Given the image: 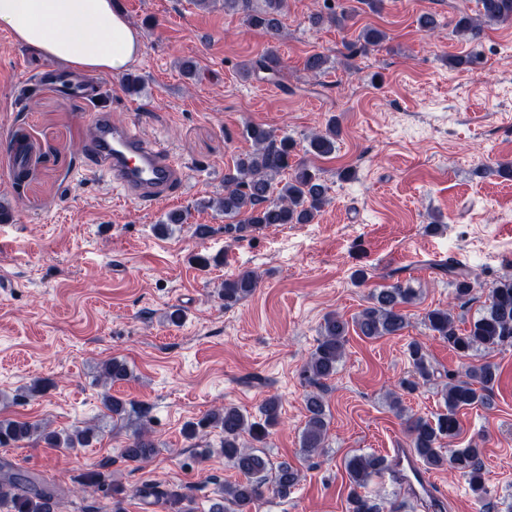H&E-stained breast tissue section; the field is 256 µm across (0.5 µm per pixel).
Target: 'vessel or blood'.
<instances>
[{"label":"vessel or blood","instance_id":"vessel-or-blood-1","mask_svg":"<svg viewBox=\"0 0 512 512\" xmlns=\"http://www.w3.org/2000/svg\"><path fill=\"white\" fill-rule=\"evenodd\" d=\"M77 95L92 108L93 165L105 174L111 186L119 189L124 200L149 207L181 188L182 166L167 148L144 136L135 125L113 119L99 81L87 80Z\"/></svg>","mask_w":512,"mask_h":512}]
</instances>
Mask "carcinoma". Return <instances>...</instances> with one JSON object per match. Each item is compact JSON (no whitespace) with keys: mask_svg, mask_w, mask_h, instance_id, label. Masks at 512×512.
Here are the masks:
<instances>
[{"mask_svg":"<svg viewBox=\"0 0 512 512\" xmlns=\"http://www.w3.org/2000/svg\"><path fill=\"white\" fill-rule=\"evenodd\" d=\"M252 0H224V6L239 9L245 14L247 25L259 30L272 40L281 34L280 16L286 8V0H264L265 7L254 9ZM324 9L309 17L313 26L325 23L342 27L354 12L350 7L336 10L330 0H323ZM477 17L462 14L448 25L473 49L461 56L448 59L452 66H471L479 62L480 45L485 30L495 26H512V0H477ZM384 31L375 27L363 28L357 40L348 45L351 56L367 53L369 47L386 41ZM283 68V60L275 46H269L261 55L241 66L245 77L277 81ZM246 136L254 149L240 156L232 168L224 172V194L207 202L224 212L230 223L224 225V233L233 239H241L246 233L269 224H309L327 200L328 187L318 173L309 165L296 160L295 142L287 135L278 136L261 126H248ZM341 135V126L335 119L327 122L325 129L309 141V151L325 156L335 151L336 141ZM289 173L288 180L275 186L278 176ZM448 276V284L454 288L458 301L470 300L476 286L473 273L453 260L438 264ZM258 285V275L253 270H243L235 277L224 280L222 296L224 306L230 307L252 294ZM418 297L410 283L396 280L383 286L370 296V304L348 322L336 314L327 315L321 325L320 339L315 350L303 365L305 378L319 385L336 373L342 360L349 329L367 339L384 336H399L408 326L407 308ZM427 329L448 342V347L461 357L480 348L494 349L512 343V275L498 279L491 289L490 301L482 314L470 328L461 331L455 325L448 309L435 308L424 316ZM408 356L413 367V378L401 382L404 391L412 393L420 384L431 379L433 367L423 346L414 341L408 345ZM105 383L114 385L129 379L125 362L113 358L102 366ZM497 379L496 366L491 363L470 364L465 378L458 379L448 374V383L443 390L445 412L437 414L431 421L424 417L406 419L410 447L414 455L431 469L447 468L469 478L476 494L484 489L482 465L476 448H442V440L453 439L460 434L463 410L475 404L486 403ZM103 406L118 428L125 427L126 402L106 393ZM306 421L301 434L300 447L305 454L324 447L327 438V421L323 397L315 392L306 399ZM259 420H250L237 407L226 405L210 412L197 423H188L184 433L193 439L198 429L214 427L224 434L222 448L224 458L242 473L246 481L222 484L214 490L209 512H224V502L229 501L244 510L254 501L270 493L275 497H286L299 481V472L282 462L276 466L255 444L264 443L269 429L276 426L280 414L277 397L269 396L260 405ZM38 438L50 448H78L89 445L92 438L88 429H75L64 435L28 421L11 418L0 419V446ZM155 453V444L149 437L147 423L142 422L133 432L130 442L120 449V456L127 462L140 463ZM350 491L349 512H380L376 500L361 492L369 479L392 468L387 459L375 455H354L345 464ZM144 499H161L169 512H192L185 505L188 497L176 490L159 491L144 485L136 489ZM59 497L55 489L37 486L27 475L12 471L7 463L0 465V512H57Z\"/></svg>","mask_w":512,"mask_h":512,"instance_id":"obj_1","label":"carcinoma"}]
</instances>
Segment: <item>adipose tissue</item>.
Wrapping results in <instances>:
<instances>
[{"label": "adipose tissue", "instance_id": "ef3b65f1", "mask_svg": "<svg viewBox=\"0 0 512 512\" xmlns=\"http://www.w3.org/2000/svg\"><path fill=\"white\" fill-rule=\"evenodd\" d=\"M0 28L77 72H123L140 49L137 30L112 0H0Z\"/></svg>", "mask_w": 512, "mask_h": 512}]
</instances>
